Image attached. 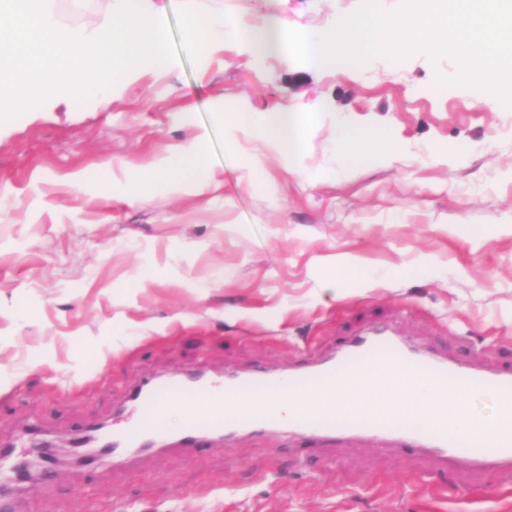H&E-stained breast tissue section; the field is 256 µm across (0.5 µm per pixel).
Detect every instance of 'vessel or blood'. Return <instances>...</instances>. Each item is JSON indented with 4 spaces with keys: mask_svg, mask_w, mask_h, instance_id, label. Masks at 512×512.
<instances>
[{
    "mask_svg": "<svg viewBox=\"0 0 512 512\" xmlns=\"http://www.w3.org/2000/svg\"><path fill=\"white\" fill-rule=\"evenodd\" d=\"M371 364L383 372L413 374L430 392L448 391L468 396L482 388L495 398L504 417H512V367L488 366L480 360L459 359L418 349L400 338L386 322L346 340L342 350L327 358L300 360L288 370L255 368L244 374H196L171 381L146 378L132 390L123 415L122 429L111 437L113 448H142L152 441H167L178 448H199L215 436L231 438L248 432L288 428L329 439L350 436L416 448L438 457L444 465L473 470L512 468V431H504L497 447L489 448L471 436L432 423L429 415L392 417L355 412L341 418L326 408L301 415L264 412L228 415L225 400L260 395L295 394L308 388L318 393L334 391L345 376ZM183 406L187 422L181 434L168 438L162 417L173 405Z\"/></svg>",
    "mask_w": 512,
    "mask_h": 512,
    "instance_id": "1",
    "label": "vessel or blood"
}]
</instances>
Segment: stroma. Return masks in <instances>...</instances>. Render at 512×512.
Masks as SVG:
<instances>
[{
	"instance_id": "obj_1",
	"label": "stroma",
	"mask_w": 512,
	"mask_h": 512,
	"mask_svg": "<svg viewBox=\"0 0 512 512\" xmlns=\"http://www.w3.org/2000/svg\"><path fill=\"white\" fill-rule=\"evenodd\" d=\"M119 0H57L89 30ZM360 0H144L279 16L306 32ZM457 61L315 68L235 42L140 72L108 104L55 95L0 120V445L120 427L145 377L282 370L334 353L371 323L405 340L512 365V109L447 82ZM300 112L290 174L257 135L231 140L219 108ZM395 141L396 161L340 167V123ZM210 133L217 191L162 197L156 156ZM256 180H248L251 166ZM360 274L322 292L325 262ZM20 484L15 512H512V473L348 439L322 453L282 432L194 450L55 467Z\"/></svg>"
}]
</instances>
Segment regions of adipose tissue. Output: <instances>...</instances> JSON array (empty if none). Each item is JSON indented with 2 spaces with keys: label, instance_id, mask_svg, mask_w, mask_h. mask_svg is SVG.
<instances>
[{
  "label": "adipose tissue",
  "instance_id": "ef3b65f1",
  "mask_svg": "<svg viewBox=\"0 0 512 512\" xmlns=\"http://www.w3.org/2000/svg\"><path fill=\"white\" fill-rule=\"evenodd\" d=\"M189 29L197 46L233 40L245 44L252 58L257 61L267 55L287 51L288 29L275 18L260 23H251L235 15L196 19ZM230 124L233 130L242 134H258L284 160H292L299 150V115L288 108L256 112L247 117L236 112ZM209 138L208 131H200L189 144L156 159L149 178L162 194H201L212 187L214 175L209 168ZM338 148L345 167L349 169L375 155L392 160L397 157L394 143L376 141L367 132L355 128H346L340 132ZM435 402L447 407L442 424L448 429L481 438L496 435L502 426L500 417L496 415L482 419L481 423H474V414L467 400L449 402L447 396L431 395L425 385L410 374L398 371L382 374L370 365L360 370L359 374L343 379L335 392L323 395L303 393L292 400L272 397L261 403L260 408L273 413H288L308 412L321 406L334 410L340 417L353 411L387 414L398 411L416 416Z\"/></svg>",
  "mask_w": 512,
  "mask_h": 512
}]
</instances>
